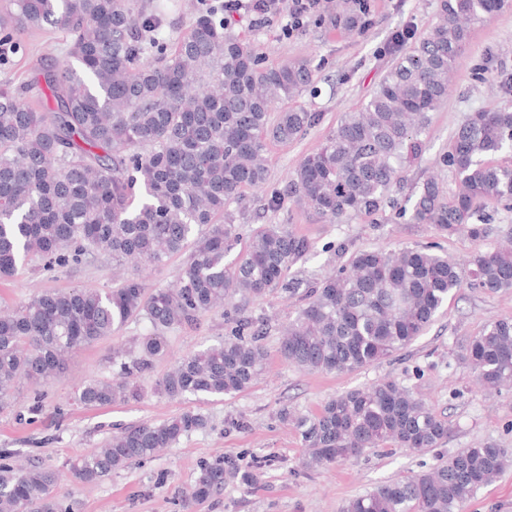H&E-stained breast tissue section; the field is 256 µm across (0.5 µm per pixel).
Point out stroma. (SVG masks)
I'll return each mask as SVG.
<instances>
[{"label":"stroma","mask_w":512,"mask_h":512,"mask_svg":"<svg viewBox=\"0 0 512 512\" xmlns=\"http://www.w3.org/2000/svg\"><path fill=\"white\" fill-rule=\"evenodd\" d=\"M440 3L370 0V23L357 35L335 22L352 9V0H324L320 11L289 36L277 22L258 29L249 17L231 20V29L267 63L307 58L315 69L313 87L298 102L307 111L319 113L318 124L292 142L269 143L266 185L248 191L226 211L227 221L237 225L242 236L263 224H285L311 243V251L289 269V277L321 279L355 253L374 248H427L462 263L512 244V205L486 208L489 233L481 238L465 233L448 236L434 225L410 223L405 215L428 177H435L445 193L455 191V175L443 158L469 115L489 108L512 112V93L500 85L502 76L512 74V0L472 25L448 98L432 112L421 136L423 151L400 172L389 205L370 215L330 223L305 204L290 202L280 208L270 204L299 163L332 134L345 112L367 98L393 65L402 51L394 43L395 34L406 31L411 37L421 36L437 20ZM65 52L61 33L24 32L18 46L9 50L7 64L0 66V84L27 82ZM133 271L129 264L113 266L105 254L48 271L35 260L19 267L12 278L0 280V304L16 306L44 288L106 290ZM302 305L300 297L277 292L247 303V313L264 318L268 326L262 340L268 359L265 372L243 393L221 399L170 400L154 390L156 380L183 355L227 334L222 313L212 311L203 314L196 326L168 331L166 357L135 380L139 398L102 408L84 407L75 399L78 389L93 380L118 379L120 368L112 362L113 349L129 345L150 329L147 321L131 322L117 335L78 351L65 375L39 390L43 393L40 411L30 409L38 390L27 382L18 383L10 405L0 411V449L32 452L55 469L60 475L56 494L73 512H184V496L202 467L219 462L225 466L223 489L194 506L193 512H340L349 499L428 469L457 449L486 442L512 448V388L485 390L469 368L455 359L463 339L476 335L490 320L512 317V290L487 294L457 289L405 350L348 373L304 372L281 358L282 332ZM383 380L423 395L435 414L447 419L449 433L443 444L424 454L387 444L324 468H305L306 449L293 423L281 420V409L313 413L331 398ZM185 411L206 414L208 426L100 482L84 484L73 478L72 461L100 447L112 434ZM462 512H512V467L480 489Z\"/></svg>","instance_id":"35a3bbf8"}]
</instances>
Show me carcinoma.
<instances>
[{
    "instance_id": "cac0c4a2",
    "label": "carcinoma",
    "mask_w": 512,
    "mask_h": 512,
    "mask_svg": "<svg viewBox=\"0 0 512 512\" xmlns=\"http://www.w3.org/2000/svg\"><path fill=\"white\" fill-rule=\"evenodd\" d=\"M503 0H441V17L396 60L357 109L347 112L326 143L295 170L271 205L306 203L338 223L380 210L399 169L422 152L430 113L448 97L468 23L495 12ZM369 22L357 0L345 26ZM146 0H11L0 15V44L25 29H52L67 42L66 60L43 73L52 106L28 101L31 85L0 87V277L33 258L49 269L79 265L99 252L122 264L160 266L189 250L175 284L148 288L138 274L106 292L45 290L8 313L0 311V410L18 382L61 377L83 347L147 320L120 363L123 381L93 380L78 400L88 408L136 399L126 379L167 355L166 331L191 327L222 310L231 334L181 358L155 383L168 399L232 396L247 390L267 364L255 321L230 300L295 294L288 269L311 250L285 224L254 230L247 249L229 262L239 228L224 211L247 190L264 185L267 141H294L320 115L294 104L314 82L307 59L265 66L249 42L216 11L195 16L173 43L155 33ZM291 103L270 121L274 101ZM512 112H476L452 137L446 163L457 190L442 194L427 179L410 214L473 237L488 231L483 208L512 201ZM483 293L512 290V246L462 265L428 249H373L354 254L332 275L309 282L305 304L280 342L284 361L320 373L352 372L406 348L462 285ZM489 391L512 385V318L488 322L459 346ZM294 422L311 466L327 465L391 443L423 453L448 438V422L394 381L340 394L314 415ZM194 411L145 422L112 435L77 457L72 475L97 483L130 463L171 448L205 427ZM19 453L0 451V512H70L55 494L59 474ZM512 465V448L488 442L459 448L428 471L412 473L350 499L342 512H459L461 504ZM224 487V466H204L185 507Z\"/></svg>"
}]
</instances>
